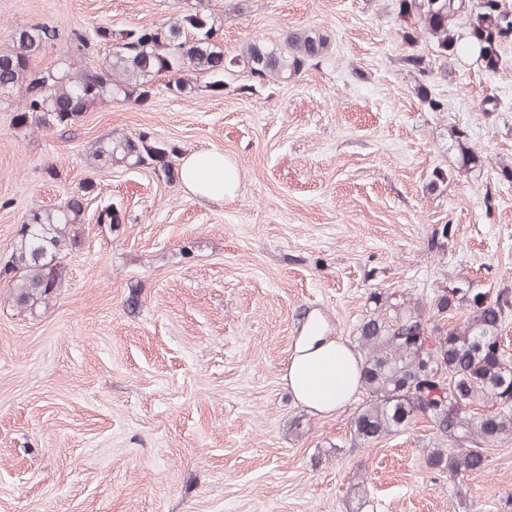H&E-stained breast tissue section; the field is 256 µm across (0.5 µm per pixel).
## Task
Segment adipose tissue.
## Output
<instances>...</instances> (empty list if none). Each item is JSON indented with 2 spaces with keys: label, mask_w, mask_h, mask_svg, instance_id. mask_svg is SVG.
Returning <instances> with one entry per match:
<instances>
[{
  "label": "adipose tissue",
  "mask_w": 512,
  "mask_h": 512,
  "mask_svg": "<svg viewBox=\"0 0 512 512\" xmlns=\"http://www.w3.org/2000/svg\"><path fill=\"white\" fill-rule=\"evenodd\" d=\"M182 185L193 195L214 201L232 194L239 174L223 153L186 157L179 170ZM362 361L344 340L328 336L320 315H312L293 349L285 380L294 399L319 414H330L352 401Z\"/></svg>",
  "instance_id": "1"
}]
</instances>
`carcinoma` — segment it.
I'll list each match as a JSON object with an SVG mask.
<instances>
[{
	"instance_id": "cac0c4a2",
	"label": "carcinoma",
	"mask_w": 512,
	"mask_h": 512,
	"mask_svg": "<svg viewBox=\"0 0 512 512\" xmlns=\"http://www.w3.org/2000/svg\"><path fill=\"white\" fill-rule=\"evenodd\" d=\"M164 23L114 29L98 27L95 40L104 53L99 66L33 71V62L55 40V27L33 23L18 29L12 47L0 52V93L22 92L12 115L20 132L31 129L72 135L82 113L108 98L142 103L155 93L160 74L190 71L213 91L224 88V74L243 64L258 80L287 79L322 57L326 38L316 32L288 34L282 44L246 41L229 56L214 40L219 17L212 0H181ZM406 22L404 39L420 37L445 58L471 56L487 73L505 68L512 43V5L506 0H398ZM468 21L466 37L457 21ZM100 164L145 167L168 183L179 180L177 148L142 130L102 137L91 146ZM86 181L77 194L53 207L31 209L17 228L11 255L0 273L9 277L10 297L31 308L57 295L65 277L64 259L83 233ZM466 309L463 320L456 310ZM424 317L409 306L393 315L369 316L359 326L361 388L366 400L355 413L351 437L359 445L399 432L418 417L432 423L435 442L428 466L451 480L485 468L487 447L512 440V366L499 351L512 299L459 287L434 295ZM482 406L487 411H470Z\"/></svg>"
}]
</instances>
